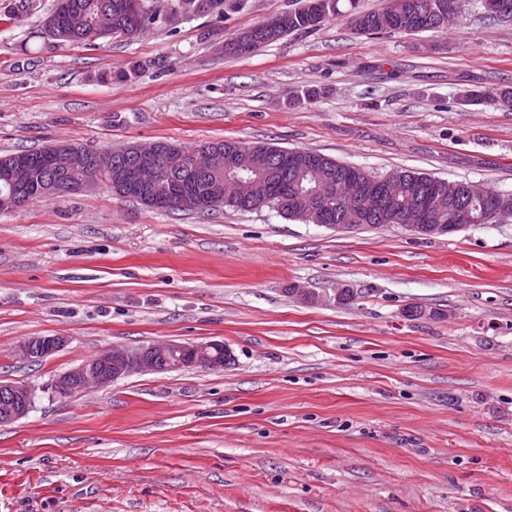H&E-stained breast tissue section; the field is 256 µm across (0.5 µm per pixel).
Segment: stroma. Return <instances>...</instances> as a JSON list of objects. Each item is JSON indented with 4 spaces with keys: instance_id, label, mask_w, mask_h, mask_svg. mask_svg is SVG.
<instances>
[{
    "instance_id": "35a3bbf8",
    "label": "stroma",
    "mask_w": 512,
    "mask_h": 512,
    "mask_svg": "<svg viewBox=\"0 0 512 512\" xmlns=\"http://www.w3.org/2000/svg\"><path fill=\"white\" fill-rule=\"evenodd\" d=\"M38 2L0 0L16 13L0 22V155L227 139L512 192V111L460 98L512 87V22L481 0L443 31L330 17L244 57L225 40L299 0L94 51L45 44L55 0ZM312 85L323 98L289 106ZM341 287L351 303L332 302ZM53 335L68 344L42 363L12 357ZM163 339L234 360L53 390L107 347ZM0 379L35 395L0 425V512H512V220L344 233L268 209L155 211L103 185L0 210Z\"/></svg>"
}]
</instances>
